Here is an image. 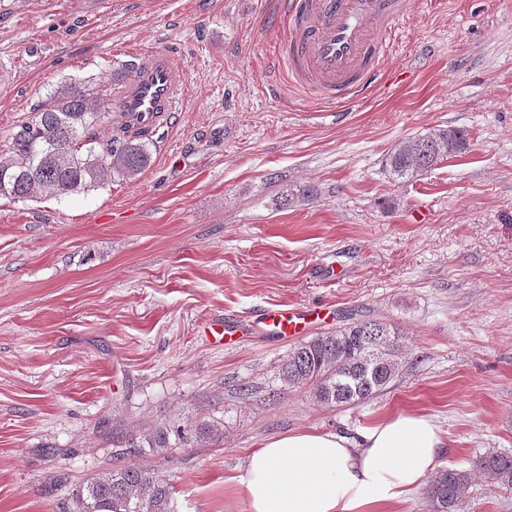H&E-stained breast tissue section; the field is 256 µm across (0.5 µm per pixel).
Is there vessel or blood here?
I'll list each match as a JSON object with an SVG mask.
<instances>
[{"instance_id":"vessel-or-blood-1","label":"vessel or blood","mask_w":512,"mask_h":512,"mask_svg":"<svg viewBox=\"0 0 512 512\" xmlns=\"http://www.w3.org/2000/svg\"><path fill=\"white\" fill-rule=\"evenodd\" d=\"M287 21L280 62L290 84L317 104L357 100L382 71L396 24L411 14L414 0H278ZM185 76L159 52L133 74L116 101L137 131L154 132L177 112ZM308 312L260 313L258 322L284 336L300 334Z\"/></svg>"}]
</instances>
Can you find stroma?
<instances>
[{
  "label": "stroma",
  "instance_id": "35a3bbf8",
  "mask_svg": "<svg viewBox=\"0 0 512 512\" xmlns=\"http://www.w3.org/2000/svg\"><path fill=\"white\" fill-rule=\"evenodd\" d=\"M284 39L272 0H0V141L64 82L117 95L158 51L186 77L134 179L0 200V512H60L56 475L103 471L113 432L160 423L224 432L127 454L173 483L174 512H248L246 455L295 430L423 413L444 433L437 468L512 452V0H423L338 117L275 73ZM448 126L465 154L390 179L392 145ZM313 306L297 337L249 327ZM352 315L404 337L386 390L332 407L279 379L294 346ZM221 321L243 330L215 342ZM461 512H512V490L476 476Z\"/></svg>",
  "mask_w": 512,
  "mask_h": 512
}]
</instances>
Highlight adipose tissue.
<instances>
[{
  "mask_svg": "<svg viewBox=\"0 0 512 512\" xmlns=\"http://www.w3.org/2000/svg\"><path fill=\"white\" fill-rule=\"evenodd\" d=\"M445 446L427 416L400 414L350 438L295 431L244 460L248 512H382L421 488Z\"/></svg>",
  "mask_w": 512,
  "mask_h": 512,
  "instance_id": "1",
  "label": "adipose tissue"
}]
</instances>
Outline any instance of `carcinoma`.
<instances>
[{
    "label": "carcinoma",
    "instance_id": "obj_1",
    "mask_svg": "<svg viewBox=\"0 0 512 512\" xmlns=\"http://www.w3.org/2000/svg\"><path fill=\"white\" fill-rule=\"evenodd\" d=\"M112 134L101 136L104 127ZM468 134L458 128L429 129L396 142L386 169L394 181H410L463 154ZM154 142L130 131L123 119L112 121V95L102 89L66 83L47 91L41 104L0 143V198L12 201L62 199L73 193L130 180L150 163ZM401 333L374 318L296 345L281 365L288 386L311 387L323 405L355 406L383 391L397 376ZM170 429L155 426L128 437L133 448L163 452ZM512 490V453L491 450L470 469L443 468L426 494L432 512H459L475 472ZM174 487L153 469L115 458L106 470L75 484L62 512H173Z\"/></svg>",
    "mask_w": 512,
    "mask_h": 512
}]
</instances>
